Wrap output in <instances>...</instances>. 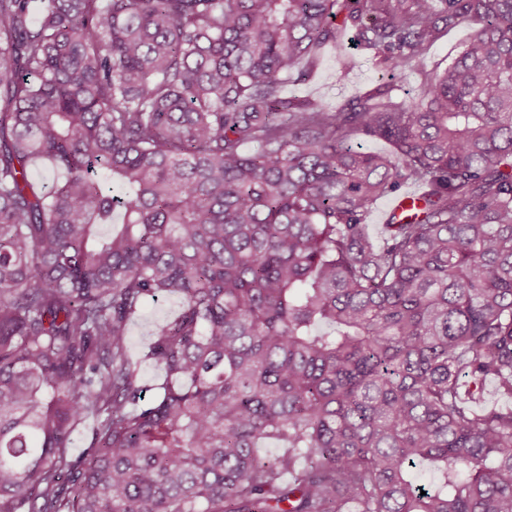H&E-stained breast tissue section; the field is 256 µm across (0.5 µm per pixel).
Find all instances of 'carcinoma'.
Listing matches in <instances>:
<instances>
[{"label": "carcinoma", "mask_w": 512, "mask_h": 512, "mask_svg": "<svg viewBox=\"0 0 512 512\" xmlns=\"http://www.w3.org/2000/svg\"><path fill=\"white\" fill-rule=\"evenodd\" d=\"M31 2L0 0V512H512V0ZM350 30L375 88L283 95ZM466 35V30L459 29L442 38V40L438 42L431 51V54L427 60L428 68H432L437 63H441L442 67L445 66L448 62V53L454 51L459 43L462 42V40L466 37ZM176 297H163L158 301L149 303L141 313V316L132 324L130 343L133 351L137 352L149 339V331L152 324L177 310Z\"/></svg>", "instance_id": "carcinoma-1"}]
</instances>
